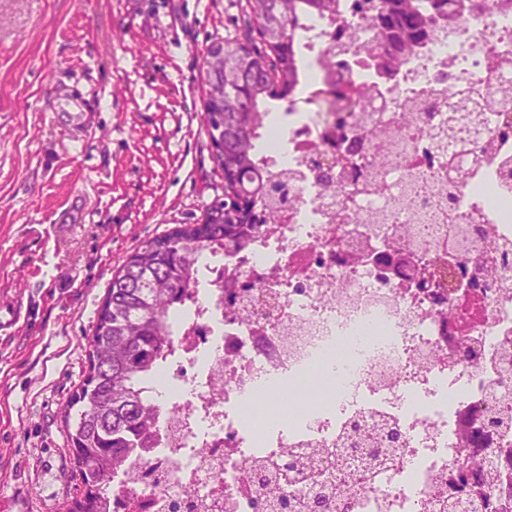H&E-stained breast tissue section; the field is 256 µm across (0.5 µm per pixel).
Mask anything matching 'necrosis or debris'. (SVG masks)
<instances>
[{"mask_svg":"<svg viewBox=\"0 0 512 512\" xmlns=\"http://www.w3.org/2000/svg\"><path fill=\"white\" fill-rule=\"evenodd\" d=\"M365 3L307 22L299 50L307 83L341 72L367 111H292L270 133L259 160L285 198L257 205L245 249L201 269L150 390L155 429L113 471L105 512H263L243 475L280 471L291 448L323 461L291 473L288 490L359 485L329 512H438L459 461L512 451V432L474 449L458 430L489 389L512 392L497 363L512 340V111L454 118L460 94L479 103L512 87V0L437 25L386 69ZM460 141L469 175L451 186ZM392 245L488 286L463 297L443 275L414 287L374 262ZM388 422L403 447L375 467L346 435Z\"/></svg>","mask_w":512,"mask_h":512,"instance_id":"necrosis-or-debris-1","label":"necrosis or debris"}]
</instances>
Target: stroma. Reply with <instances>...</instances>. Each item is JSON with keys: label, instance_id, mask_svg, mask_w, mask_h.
<instances>
[{"label": "stroma", "instance_id": "1", "mask_svg": "<svg viewBox=\"0 0 512 512\" xmlns=\"http://www.w3.org/2000/svg\"><path fill=\"white\" fill-rule=\"evenodd\" d=\"M239 0H0V512H67L62 415L113 270L224 195L201 122ZM89 120L55 119L60 98Z\"/></svg>", "mask_w": 512, "mask_h": 512}]
</instances>
